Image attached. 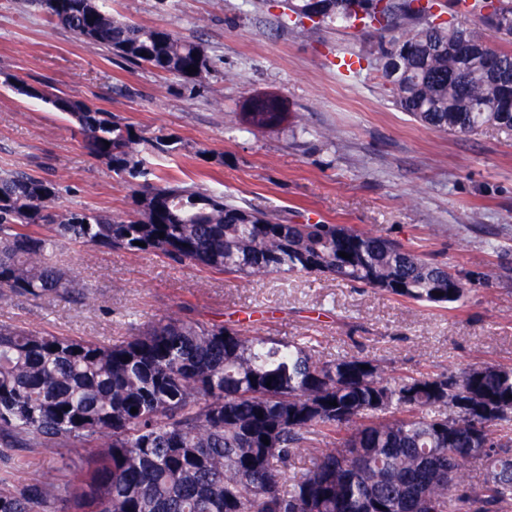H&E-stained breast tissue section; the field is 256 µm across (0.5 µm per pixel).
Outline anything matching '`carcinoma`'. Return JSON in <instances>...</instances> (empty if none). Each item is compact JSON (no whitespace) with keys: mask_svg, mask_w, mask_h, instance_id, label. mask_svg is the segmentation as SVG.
<instances>
[{"mask_svg":"<svg viewBox=\"0 0 512 512\" xmlns=\"http://www.w3.org/2000/svg\"><path fill=\"white\" fill-rule=\"evenodd\" d=\"M33 2L131 65L193 85L211 69L202 45L123 21L108 0ZM433 5L288 0L284 24L371 31L357 58L374 62L396 107L438 132L511 133L512 50L473 54L479 36L439 20ZM471 10L491 29L512 28V0H474ZM56 111L76 122L93 157L129 179L133 215L64 209L55 182L1 174V298L76 292L50 261L62 244L152 252L240 278L328 274L443 308L467 295L458 272L400 242L342 224H290L278 209L171 183L146 156L179 154L175 135L149 137L67 95ZM283 117L276 96L251 98L245 112L256 130ZM509 423L511 365L389 379L373 359L324 361L305 337L251 335L184 312L110 346L0 324V442L51 462L29 482L0 477V512H512ZM84 444L94 456L66 483L65 450ZM303 453L309 465L298 470Z\"/></svg>","mask_w":512,"mask_h":512,"instance_id":"1","label":"carcinoma"}]
</instances>
